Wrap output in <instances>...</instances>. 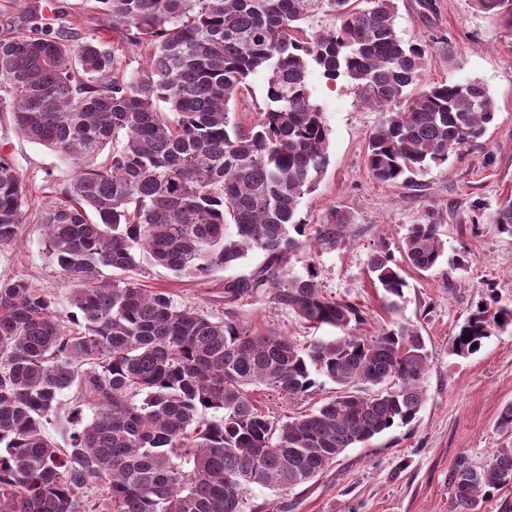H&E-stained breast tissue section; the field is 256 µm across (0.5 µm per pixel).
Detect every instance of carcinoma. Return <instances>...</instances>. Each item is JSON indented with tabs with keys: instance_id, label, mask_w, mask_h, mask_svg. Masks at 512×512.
<instances>
[{
	"instance_id": "cac0c4a2",
	"label": "carcinoma",
	"mask_w": 512,
	"mask_h": 512,
	"mask_svg": "<svg viewBox=\"0 0 512 512\" xmlns=\"http://www.w3.org/2000/svg\"><path fill=\"white\" fill-rule=\"evenodd\" d=\"M365 2L96 0L104 20L76 39L66 13L48 22L35 0L29 29L0 34V102L23 137L74 169L67 201L38 213L45 250L72 285V311L64 318L27 282L0 280V512H242L249 486L291 491L346 449L417 418L429 369L420 332L394 324L358 335L365 311L325 296L314 263L290 265L311 238L336 247L345 227L333 216L309 236L300 216L330 163L307 74L316 66L344 78L381 109L366 165L383 183L411 184L445 165L483 137L496 106L475 80L408 96L426 45L397 35L396 0ZM471 2L512 18V0ZM322 11L335 27L300 38ZM114 34L148 51L145 68L127 70ZM260 70L265 108L246 128L231 122L228 105ZM109 144L107 164L94 165ZM26 205L12 158L0 153V247L17 240ZM492 223L512 234V198ZM250 251L264 261L224 280L222 321L126 276L145 260L204 281ZM400 252V264L381 247L367 259L390 307L408 287L403 266L440 265L437 225H412ZM262 297L336 335L303 346L234 321L236 307ZM508 325L511 307L479 306L455 350L473 354ZM318 376L336 396L304 415L275 420L250 398L263 385L290 401ZM74 387L61 448L45 425ZM96 480L105 494L90 504L80 495ZM451 486L456 512H482L512 488V448L481 467L460 458Z\"/></svg>"
}]
</instances>
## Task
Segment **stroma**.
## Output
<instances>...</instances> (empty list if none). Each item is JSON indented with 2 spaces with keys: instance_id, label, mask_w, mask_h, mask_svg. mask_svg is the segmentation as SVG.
<instances>
[{
  "instance_id": "35a3bbf8",
  "label": "stroma",
  "mask_w": 512,
  "mask_h": 512,
  "mask_svg": "<svg viewBox=\"0 0 512 512\" xmlns=\"http://www.w3.org/2000/svg\"><path fill=\"white\" fill-rule=\"evenodd\" d=\"M433 3L428 12L421 0H398V36L428 48L411 91L450 81L482 83L496 104L484 137L447 165L418 176L415 186L378 182L365 155L381 112L366 106L347 80L332 81L311 69L308 88L329 129L330 164L300 205L308 223H321L334 212L346 223L336 248L312 258L324 294L366 311L359 334L373 336L395 322L424 337L430 354L426 402L411 426L346 449L320 477L288 494L251 486L244 512H452L450 476L458 459L482 466L495 449L512 448V433L496 427L501 409L512 403V326L495 331L475 354L453 350L455 335L477 305L494 300L512 307V234L491 220L497 203L512 196V24L475 11L470 0ZM266 80L263 71L249 78L230 105L231 121L248 126L256 120L265 107ZM0 152L11 156L30 201L16 242L0 249V278L24 279L67 313L72 287L51 263L36 217L43 207L63 201L73 171L52 150L23 138L6 104H0ZM429 221L437 226L446 257L464 252L471 262L462 271L445 265L423 274L406 269L404 296L396 310H388L367 273V257L382 244L398 254L408 227ZM262 260L260 253H250L237 267L205 281L179 278L145 262L131 278L220 321L225 278L249 273ZM235 318L251 330L301 343L312 336L292 313L264 300L240 305ZM333 392V384L321 377L307 396L293 401L261 385L250 396L262 411L282 419L319 406Z\"/></svg>"
}]
</instances>
